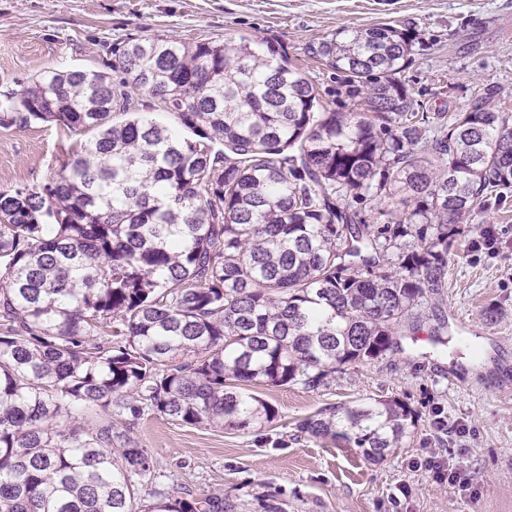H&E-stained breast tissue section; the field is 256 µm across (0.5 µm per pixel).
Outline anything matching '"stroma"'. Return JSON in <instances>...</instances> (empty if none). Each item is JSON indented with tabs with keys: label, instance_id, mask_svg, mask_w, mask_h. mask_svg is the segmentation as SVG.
Returning a JSON list of instances; mask_svg holds the SVG:
<instances>
[{
	"label": "stroma",
	"instance_id": "35a3bbf8",
	"mask_svg": "<svg viewBox=\"0 0 512 512\" xmlns=\"http://www.w3.org/2000/svg\"><path fill=\"white\" fill-rule=\"evenodd\" d=\"M375 24L407 30L413 53L398 75L416 112H460L478 98L512 113V0H0V88L48 69L101 71L105 46L153 36L179 41L270 43L286 51L328 108L356 97L346 73L310 49L337 32ZM82 137L55 124L0 126V188L35 187L58 174ZM501 236L495 257L475 256L461 225L448 250L445 286L430 315L447 317L450 340L429 329L400 337L397 351L351 366L328 387L253 386L276 419L244 432L178 424L151 410L114 417L116 431L147 449L160 482L203 498L280 492L288 512H512V186L486 198L480 216ZM399 398L418 414L410 443L378 463L358 449L297 437L329 406ZM465 436L433 426L435 413ZM449 450L468 490L437 482L415 460Z\"/></svg>",
	"mask_w": 512,
	"mask_h": 512
}]
</instances>
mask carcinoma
<instances>
[{
	"instance_id": "carcinoma-1",
	"label": "carcinoma",
	"mask_w": 512,
	"mask_h": 512,
	"mask_svg": "<svg viewBox=\"0 0 512 512\" xmlns=\"http://www.w3.org/2000/svg\"><path fill=\"white\" fill-rule=\"evenodd\" d=\"M413 47L382 24L312 50L364 94L349 112L321 111L272 45L164 36L118 48V83L49 70L0 91L1 126L90 134L48 182L0 188V512H238L172 486L134 507L152 459L112 415L260 428L277 412L245 384L314 391L420 331L455 226L512 184V115L480 98L427 139L397 80ZM144 95L173 124L135 111ZM367 194L387 223L347 211ZM417 425L371 399L298 432L376 463Z\"/></svg>"
}]
</instances>
